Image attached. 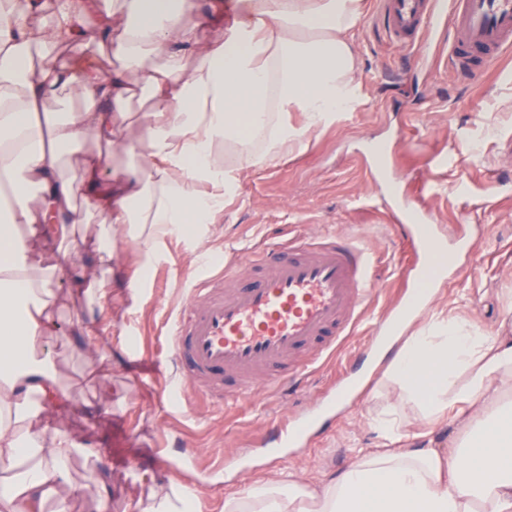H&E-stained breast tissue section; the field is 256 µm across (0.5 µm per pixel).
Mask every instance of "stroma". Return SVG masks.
Returning <instances> with one entry per match:
<instances>
[{
    "label": "stroma",
    "instance_id": "obj_1",
    "mask_svg": "<svg viewBox=\"0 0 512 512\" xmlns=\"http://www.w3.org/2000/svg\"><path fill=\"white\" fill-rule=\"evenodd\" d=\"M355 42L360 98L353 109L305 135L285 157L255 165L231 148L227 163L241 170L239 189L225 198L224 217L209 225L204 241L168 237L144 273L135 262L137 243L118 240L107 305L76 293L60 307L61 331L43 341L60 360L61 392L47 408H63V423L97 452L72 463L70 512H94L102 471L110 477L112 512H134L150 487L169 480L158 462L164 451L194 457L184 484L195 489L200 512H223L226 500L281 470L312 485L351 466L357 449L387 445L386 366L368 359L375 350L368 325L310 373L300 398L280 394L226 408L202 394L169 392L177 373L166 322L188 304L199 254L217 265L291 234L360 236L379 254L375 322L403 306L413 285L403 273L411 245L378 205L406 193L443 238L463 232L478 244L476 256L455 254L461 274L435 285L418 325L456 318L490 335L512 316V56L479 82L462 70L430 72L409 47L389 39L379 0H364ZM380 148L388 150L389 166L374 181L364 161ZM102 221L97 215L81 228L85 242L77 251L56 255L62 289L81 265L98 261ZM89 320L98 325L92 342L77 332ZM359 374L366 383L322 432L300 446L266 444L272 425L291 422Z\"/></svg>",
    "mask_w": 512,
    "mask_h": 512
}]
</instances>
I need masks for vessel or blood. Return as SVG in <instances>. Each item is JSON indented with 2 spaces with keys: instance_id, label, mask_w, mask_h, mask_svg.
<instances>
[{
  "instance_id": "obj_1",
  "label": "vessel or blood",
  "mask_w": 512,
  "mask_h": 512,
  "mask_svg": "<svg viewBox=\"0 0 512 512\" xmlns=\"http://www.w3.org/2000/svg\"><path fill=\"white\" fill-rule=\"evenodd\" d=\"M440 2L381 0L390 38L403 43L449 19L448 61L473 75L494 70L512 52V0H452L448 18ZM384 206L415 242L417 267L434 262L449 244L406 198L390 195ZM376 262L362 238L328 232L244 250L225 261L217 281L201 268L187 308L167 330L182 379L235 404L308 374L364 321ZM327 419L305 415L291 431L278 427L268 438L293 445Z\"/></svg>"
}]
</instances>
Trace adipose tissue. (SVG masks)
Returning <instances> with one entry per match:
<instances>
[{"instance_id": "1", "label": "adipose tissue", "mask_w": 512, "mask_h": 512, "mask_svg": "<svg viewBox=\"0 0 512 512\" xmlns=\"http://www.w3.org/2000/svg\"><path fill=\"white\" fill-rule=\"evenodd\" d=\"M102 0H56L54 20L37 27L40 0H0V512H40L60 494L79 448L61 428L26 412L33 396L52 397L55 378L37 340L53 334L59 300L56 265L32 242L79 224L61 151L94 137L109 151L132 150L148 136L140 166L103 176L85 158L80 177L90 207L107 222L100 248L114 254L131 238L152 250L191 224L215 223L239 171L224 164L227 145L262 156L294 151L303 134L351 109L358 94L355 31L362 0H210L208 22L223 36L198 44L185 26L197 0H113L112 22L84 19ZM79 37L101 38L115 62L100 74L74 69L85 104L60 117L42 106L62 81L51 52ZM157 101L137 118L126 106L142 92ZM301 113L303 126L289 116ZM407 311L384 348L392 410L428 424L454 410L451 452L394 436L390 448L359 449L347 470L316 486L284 470L224 504V512H512V322L496 335L444 320L411 331ZM192 490L172 481L151 488L137 512H189Z\"/></svg>"}]
</instances>
